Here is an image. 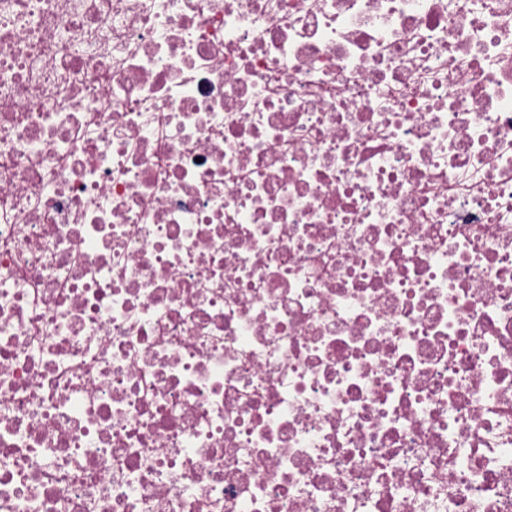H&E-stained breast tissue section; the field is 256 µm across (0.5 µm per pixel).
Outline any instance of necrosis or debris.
I'll return each instance as SVG.
<instances>
[{
    "label": "necrosis or debris",
    "instance_id": "4bbe7bcc",
    "mask_svg": "<svg viewBox=\"0 0 512 512\" xmlns=\"http://www.w3.org/2000/svg\"><path fill=\"white\" fill-rule=\"evenodd\" d=\"M0 512H512V0H0Z\"/></svg>",
    "mask_w": 512,
    "mask_h": 512
}]
</instances>
